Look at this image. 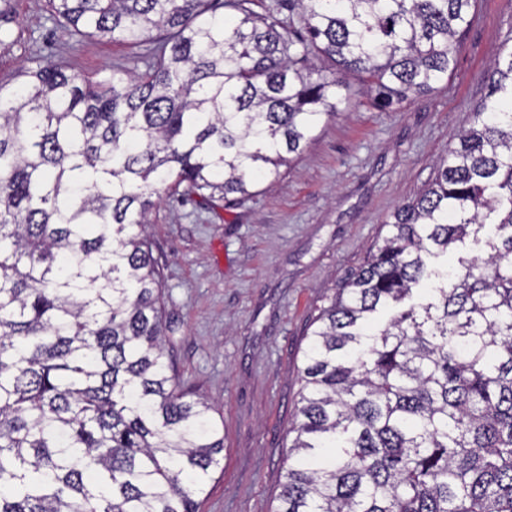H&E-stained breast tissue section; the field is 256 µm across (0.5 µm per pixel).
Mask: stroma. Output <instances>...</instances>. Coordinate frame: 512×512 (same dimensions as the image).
I'll use <instances>...</instances> for the list:
<instances>
[{
    "label": "stroma",
    "mask_w": 512,
    "mask_h": 512,
    "mask_svg": "<svg viewBox=\"0 0 512 512\" xmlns=\"http://www.w3.org/2000/svg\"><path fill=\"white\" fill-rule=\"evenodd\" d=\"M0 8V78L34 56L95 77L132 67L141 52L104 39L73 45L49 0ZM475 11L446 85L394 112L357 102L323 120L305 152L237 209L166 196L153 212L171 356L224 428L199 512H276L308 328L386 235L394 209L425 188L512 32V0H478Z\"/></svg>",
    "instance_id": "stroma-1"
}]
</instances>
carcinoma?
<instances>
[{"mask_svg":"<svg viewBox=\"0 0 512 512\" xmlns=\"http://www.w3.org/2000/svg\"><path fill=\"white\" fill-rule=\"evenodd\" d=\"M50 2L150 47L0 81V512H198L224 434L167 349L154 198L233 209L354 95L434 91L474 0ZM487 88L313 323L277 512H512L511 35ZM487 224V257L429 263Z\"/></svg>","mask_w":512,"mask_h":512,"instance_id":"obj_1","label":"carcinoma"}]
</instances>
